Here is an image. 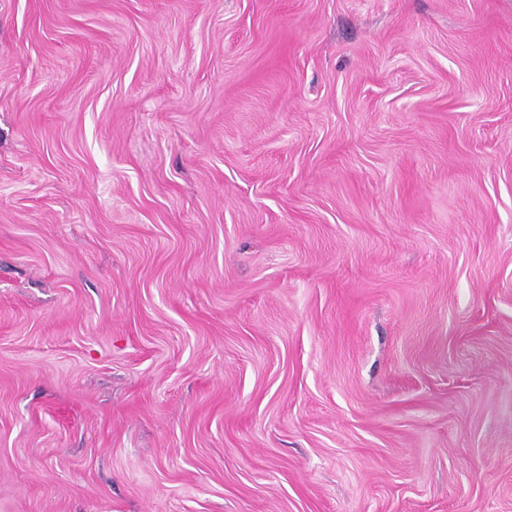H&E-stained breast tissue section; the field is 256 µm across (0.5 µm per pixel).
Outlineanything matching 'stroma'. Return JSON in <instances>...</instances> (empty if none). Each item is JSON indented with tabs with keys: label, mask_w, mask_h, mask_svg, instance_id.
I'll return each mask as SVG.
<instances>
[{
	"label": "stroma",
	"mask_w": 512,
	"mask_h": 512,
	"mask_svg": "<svg viewBox=\"0 0 512 512\" xmlns=\"http://www.w3.org/2000/svg\"><path fill=\"white\" fill-rule=\"evenodd\" d=\"M0 512H512V0H0Z\"/></svg>",
	"instance_id": "obj_1"
}]
</instances>
